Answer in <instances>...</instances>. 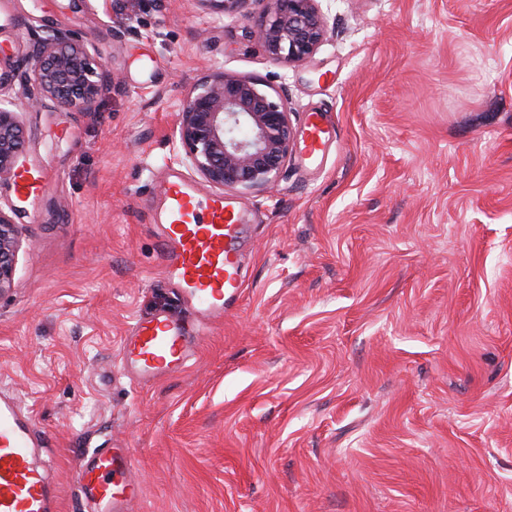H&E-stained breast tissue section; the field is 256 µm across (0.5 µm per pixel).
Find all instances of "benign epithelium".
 <instances>
[{"instance_id":"obj_1","label":"benign epithelium","mask_w":512,"mask_h":512,"mask_svg":"<svg viewBox=\"0 0 512 512\" xmlns=\"http://www.w3.org/2000/svg\"><path fill=\"white\" fill-rule=\"evenodd\" d=\"M252 35L268 56L293 64L310 58L327 36L317 0H271ZM25 79L38 106L49 98L75 112H89L112 91L111 70L90 53L78 32H57L37 41ZM180 148L208 187L267 189L293 145L284 101L259 78L214 72L201 77L179 105ZM24 133L15 112L0 99V183L9 181L23 154ZM18 232L13 213L0 209V295L15 274Z\"/></svg>"}]
</instances>
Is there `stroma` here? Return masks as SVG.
<instances>
[{"label":"stroma","mask_w":512,"mask_h":512,"mask_svg":"<svg viewBox=\"0 0 512 512\" xmlns=\"http://www.w3.org/2000/svg\"><path fill=\"white\" fill-rule=\"evenodd\" d=\"M0 98L25 132L20 247L0 296V391L76 473L126 449L128 512H512V0H318L304 62L252 36L264 0H4ZM82 33L121 79L90 112L32 108L37 37ZM322 111L323 161L293 151L250 213L245 282L194 361L154 385L121 364L135 317L185 306L164 274L156 178L177 105L215 69Z\"/></svg>","instance_id":"obj_1"}]
</instances>
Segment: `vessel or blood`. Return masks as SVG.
Here are the masks:
<instances>
[{
  "label": "vessel or blood",
  "instance_id": "obj_1",
  "mask_svg": "<svg viewBox=\"0 0 512 512\" xmlns=\"http://www.w3.org/2000/svg\"><path fill=\"white\" fill-rule=\"evenodd\" d=\"M334 130L324 113H309L301 151L320 162ZM164 238L165 274L192 309L191 317L158 313L138 318L123 345L122 362L140 384L183 371L200 336L223 318L243 285L245 209L221 195H203L169 170L156 186ZM77 486L92 512H127L139 484L127 454L111 448L90 456ZM57 488L42 438L9 396L0 397V512H57Z\"/></svg>",
  "mask_w": 512,
  "mask_h": 512
}]
</instances>
